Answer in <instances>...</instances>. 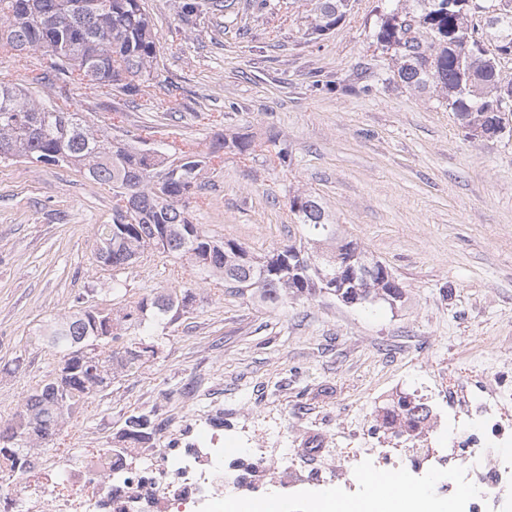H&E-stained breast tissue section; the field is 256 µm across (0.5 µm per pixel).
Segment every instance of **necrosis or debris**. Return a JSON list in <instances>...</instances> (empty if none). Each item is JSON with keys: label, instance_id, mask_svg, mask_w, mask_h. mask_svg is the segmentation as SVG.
Instances as JSON below:
<instances>
[{"label": "necrosis or debris", "instance_id": "1", "mask_svg": "<svg viewBox=\"0 0 512 512\" xmlns=\"http://www.w3.org/2000/svg\"><path fill=\"white\" fill-rule=\"evenodd\" d=\"M448 418L447 434L410 457L411 470L420 478L436 474V491L455 498L458 512H512V382L484 375L476 396L467 382L449 383ZM250 457L246 448L194 447L179 455L148 448L140 466L130 467L128 485L116 487L107 476L112 460L104 456L89 469L61 467L59 482L46 486H0V512H223L224 464ZM390 461L376 448L337 457V468L351 476L345 498L360 501L356 477Z\"/></svg>", "mask_w": 512, "mask_h": 512}]
</instances>
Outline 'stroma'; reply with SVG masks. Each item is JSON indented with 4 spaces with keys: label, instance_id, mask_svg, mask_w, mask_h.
<instances>
[{
    "label": "stroma",
    "instance_id": "obj_1",
    "mask_svg": "<svg viewBox=\"0 0 512 512\" xmlns=\"http://www.w3.org/2000/svg\"><path fill=\"white\" fill-rule=\"evenodd\" d=\"M194 21L179 0H145L159 38L153 80L138 95L62 94L109 128L124 114L128 137L208 147L246 136L252 153L227 148L194 210L212 235L264 254L299 238L289 201L316 197L348 240L387 265L404 287L397 309L348 306L328 295L270 304L247 289L191 275L186 260L154 252L128 268L136 299L191 289L194 306L146 328L157 353L114 377L62 435L74 465L104 448L140 410L156 409L158 444L182 448L224 425V445L265 452L258 491L306 512L310 494L288 485L284 454L353 452L348 430L389 450L405 440L376 427L400 394L428 403L429 433L448 428L439 391L449 379L512 378V138L471 137L431 93L405 87L389 53L372 42L381 0H353L344 20L313 40L310 0H201ZM286 160H279V153ZM112 191L61 167L0 164V425L53 374L59 354L41 338L77 302H113L111 269L94 253L96 225L112 221Z\"/></svg>",
    "mask_w": 512,
    "mask_h": 512
}]
</instances>
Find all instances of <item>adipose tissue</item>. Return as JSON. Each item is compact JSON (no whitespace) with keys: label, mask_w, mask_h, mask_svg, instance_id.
Wrapping results in <instances>:
<instances>
[{"label":"adipose tissue","mask_w":512,"mask_h":512,"mask_svg":"<svg viewBox=\"0 0 512 512\" xmlns=\"http://www.w3.org/2000/svg\"><path fill=\"white\" fill-rule=\"evenodd\" d=\"M375 479L372 473L365 477L371 487L368 512H449L448 503L434 500L425 487L412 484L405 473L385 476L380 485Z\"/></svg>","instance_id":"ef3b65f1"}]
</instances>
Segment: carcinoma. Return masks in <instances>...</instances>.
<instances>
[{"label":"carcinoma","instance_id":"obj_1","mask_svg":"<svg viewBox=\"0 0 512 512\" xmlns=\"http://www.w3.org/2000/svg\"><path fill=\"white\" fill-rule=\"evenodd\" d=\"M450 0H390L389 7L377 11L372 38L390 53L399 81L410 88L433 87L455 114L468 126H484L495 118L490 104L506 96L512 87L500 78L501 56L512 49V0H494L492 15L485 19L486 35L495 44L491 53L484 41L474 38L472 21L485 11V0H460L462 5L448 7ZM351 8V0H314L310 35L320 37L336 26ZM1 52L41 50L50 58L48 69L22 84L0 79V163L29 158L44 165L67 167L100 185L112 187V223L100 224L95 231L96 245L111 258L113 295L122 298L127 289L120 277L126 269L130 250L146 244L153 229L161 224L193 223L190 204L197 200L205 185L207 170L221 158L224 148L232 146L241 153L252 150L246 137L232 140L220 136L208 150L185 144L172 153L156 156L148 149L100 130L82 112H71L53 97L40 94L38 86L52 88L62 81L87 82L88 89H108L126 97L140 91L150 79L157 60L159 39L153 18L142 0H0ZM137 194V210L123 214L122 202L127 189ZM298 206L296 218L301 230L299 247L321 253V262L336 265L321 244L328 241L325 225L328 215L322 204L310 195L297 194L290 199ZM200 238L177 240L167 253L180 257L197 251L208 260L204 265L189 263L195 276H218L224 287L242 291L252 288L261 299L277 303L288 296L309 298L316 289L314 281L290 278L281 272L282 262L296 246L286 245L269 254L257 255L241 243L220 238L209 247L213 236L199 225ZM195 301L190 290L176 294L144 296L136 302L112 308V340L130 335L148 320L163 323L175 318L180 306ZM106 324V316L93 313V307L77 305L69 315L51 321L45 336L51 347L70 358L72 372L63 381L74 403L83 406L91 393L86 385L93 380V366L75 356V343H92ZM128 356L120 373L133 375L156 354V346L136 342L127 344ZM57 393V387L44 380L25 397L10 421L0 428V479L21 482L35 463L25 449L11 443V431L23 422H36L45 431L57 422L45 406ZM382 427L399 425L409 431L422 428L431 414L430 406L414 396H400L383 407ZM72 415L60 416L66 427ZM162 431L156 411L134 414L105 452L112 455V480L128 481L125 464L137 448L157 447Z\"/></svg>","mask_w":512,"mask_h":512}]
</instances>
